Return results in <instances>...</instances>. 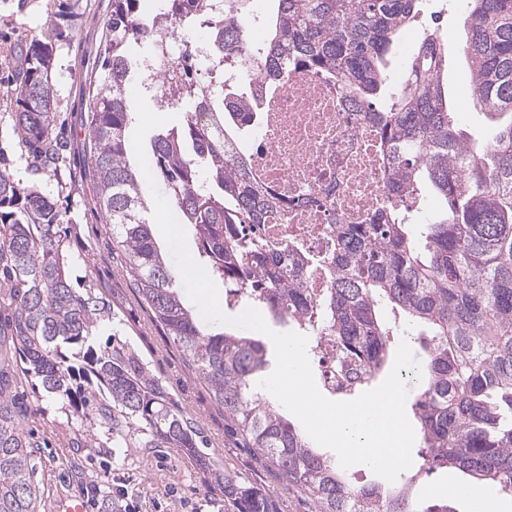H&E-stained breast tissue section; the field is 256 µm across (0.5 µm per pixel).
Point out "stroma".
I'll return each mask as SVG.
<instances>
[{
	"label": "stroma",
	"instance_id": "stroma-1",
	"mask_svg": "<svg viewBox=\"0 0 512 512\" xmlns=\"http://www.w3.org/2000/svg\"><path fill=\"white\" fill-rule=\"evenodd\" d=\"M111 10L112 0H0V148L17 178L27 179L14 132L11 74L22 51L32 41L45 39L60 15H67L69 26L55 42L51 86L57 117L70 133V148L61 180L43 181L42 189L79 226L78 236L70 243L72 279L94 283L111 302L113 317L100 327L95 341L102 346L110 334L119 333L193 418L211 453L222 456L231 472L278 495L281 512H313L311 502L285 488L253 449L228 436L223 407L215 404L207 387L189 370L163 326L152 320L102 218L96 187L85 174L87 94L90 77L99 72L98 48ZM465 18L458 0H424L410 33L415 36L421 29L436 28L448 48L444 73L448 96L466 106L469 132L482 137L488 122L474 104L465 78ZM24 402L28 412L22 426L35 445L39 512H58L61 500L76 496L84 498L87 512H101L99 505L105 500L111 502L112 512H226L223 501L201 485L191 457L172 448L154 452L133 448L121 463L104 462L87 449L72 447L74 434L59 403L32 386L26 387ZM468 481L461 471L439 470L418 477L411 494L419 503L446 499L457 512H476L472 499L459 496L460 486Z\"/></svg>",
	"mask_w": 512,
	"mask_h": 512
}]
</instances>
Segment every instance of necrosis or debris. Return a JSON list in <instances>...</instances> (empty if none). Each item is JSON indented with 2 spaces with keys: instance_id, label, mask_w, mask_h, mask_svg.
Here are the masks:
<instances>
[{
  "instance_id": "obj_1",
  "label": "necrosis or debris",
  "mask_w": 512,
  "mask_h": 512,
  "mask_svg": "<svg viewBox=\"0 0 512 512\" xmlns=\"http://www.w3.org/2000/svg\"><path fill=\"white\" fill-rule=\"evenodd\" d=\"M250 3L212 0L246 32L232 81L257 107L249 121L254 136L248 156L254 173L287 204L282 218L264 231L318 255L337 225L366 223L390 204L386 148L334 75L298 64L281 78L267 74L260 54L265 30ZM207 42L203 29L185 40L161 35L144 61V93H165L169 66L189 48L197 75L208 76L213 62L205 52Z\"/></svg>"
}]
</instances>
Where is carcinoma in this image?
Listing matches in <instances>:
<instances>
[{
    "label": "carcinoma",
    "mask_w": 512,
    "mask_h": 512,
    "mask_svg": "<svg viewBox=\"0 0 512 512\" xmlns=\"http://www.w3.org/2000/svg\"><path fill=\"white\" fill-rule=\"evenodd\" d=\"M264 58L269 70L292 62L333 73L348 86L387 146L392 205L366 224L336 225L329 264L334 285L320 298L303 288L318 258L274 241L261 225L281 201L233 150L249 112L225 87L239 60L224 50L244 40L239 25L210 0H112L100 44L102 76L88 91L90 164L99 209L124 256L138 295L197 377L224 407L232 434L277 470L282 484L308 495L314 512H457L446 501L422 506L409 483L356 486L309 435L280 412L255 380L269 365L265 346L205 329L185 305L180 274L158 248L139 169L126 151L133 123L126 86L128 49L161 30L205 28L214 71L193 76L192 53L168 68L161 111L184 112L153 136L152 160L182 223L194 231L197 262L225 288L227 305L257 304L320 340L332 337L344 366L341 397L370 386L391 359V307L427 329L420 387L411 406L425 473L455 468L512 499V0H466L472 99L494 126L469 135L448 101L442 70L448 49L436 32L389 79L400 35L423 0H270ZM50 41L33 42L15 71V131L32 180L15 177L0 149V512H38L33 444L22 431L16 387L34 377L76 426L74 445L111 458L114 448H174L194 458L204 483L233 512H281L278 497L224 470L199 428L128 343L96 347L110 301L93 285L71 283L68 251L77 225L41 189L59 178L68 135L57 124ZM431 192L441 209L411 222L405 198Z\"/></svg>",
    "instance_id": "obj_1"
}]
</instances>
